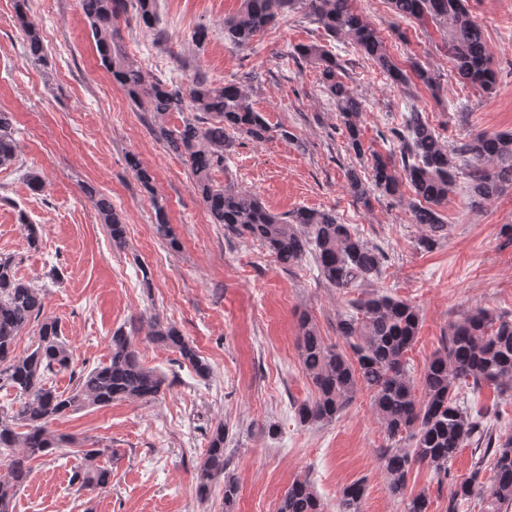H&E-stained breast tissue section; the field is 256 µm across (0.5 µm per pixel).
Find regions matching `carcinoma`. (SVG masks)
<instances>
[{
	"label": "carcinoma",
	"instance_id": "1",
	"mask_svg": "<svg viewBox=\"0 0 512 512\" xmlns=\"http://www.w3.org/2000/svg\"><path fill=\"white\" fill-rule=\"evenodd\" d=\"M388 4L396 16L423 29H436L441 40L436 48L448 54L461 82L488 96L496 92L492 54L468 0H388ZM80 6L102 65L133 104L153 114L151 132L188 168L211 223L224 227L226 235L261 242L285 268L312 256L322 281L339 291L379 276L384 251L368 245L351 225L340 223L335 213L298 207L277 216L255 194L232 182L214 183L213 174L225 170L240 137L260 144L274 130L237 83L214 86L201 76L186 95L181 86L143 72L127 57L119 20L131 7L139 26L153 29L157 0H80ZM297 7L304 9L325 36L348 41L396 84L409 88L419 83L438 93L435 72L416 61L410 70L403 69L354 0H242L240 10L224 19V42L245 47ZM16 23L29 55L43 60V38L28 15L27 0H17ZM294 52L316 70L319 83L333 99L349 150L358 159L371 157L367 175L354 167L347 170L353 201L365 206L375 193L399 198L401 188L408 187L414 197L409 205L411 221L426 229L420 238L423 248H431L437 234L448 230L441 207L459 176L466 179L475 208L492 202L504 186L512 184V132L480 134L453 146L417 109L405 115L402 128L391 130L399 142V155L368 151L362 140L364 102L343 80L344 65L317 42L302 44ZM187 107L195 112L193 117L178 127L166 125L168 113ZM16 157L13 118L0 111V167L11 165ZM128 164L147 192H152L153 177L139 159L131 155ZM88 193L112 245L122 248L127 236L122 217L107 196L92 189ZM154 208L157 236L177 247L165 206L156 200ZM349 305L352 312L336 320L346 352L326 344L307 316L299 319V355L314 396L295 406L297 422L302 426L330 423L353 403L358 392L366 390L386 436V446L379 450L386 488L403 504L402 512H430L426 492L406 494L413 467H428L441 484L457 454L471 445L483 454L474 462L470 479L453 489L448 512H457L460 501L474 495L484 502V512H512V435L494 438L490 411L474 410L459 398L464 387L472 392L491 387L501 396L512 395V320L477 308L454 321L446 343L428 362L417 385L406 358L420 325L416 306L378 291ZM44 309L42 291L17 277L12 256L0 254V389L14 394L8 405H0V512H14L16 496L30 477L32 460L75 446V440L51 430L55 420L116 401L152 402L169 388L165 376L141 363L131 333L120 327L110 337L106 360L77 373L68 393L58 391L52 379L72 369L73 353L58 320L44 315ZM37 320L41 325L35 347L24 355L16 354L17 336ZM146 326L150 342L179 354L197 375H208L209 365L174 325L151 317ZM224 437V426L213 429L197 466L196 481L201 498L209 497L218 482H223L228 510L237 499L239 485L228 471ZM77 453L81 464L72 470L71 485L79 490L107 487L112 470L100 458L112 449L80 448ZM487 463L493 476L484 486L477 479ZM364 493L362 481L345 486L336 512H362ZM277 512H325V508L312 485L297 479L285 491Z\"/></svg>",
	"mask_w": 512,
	"mask_h": 512
}]
</instances>
